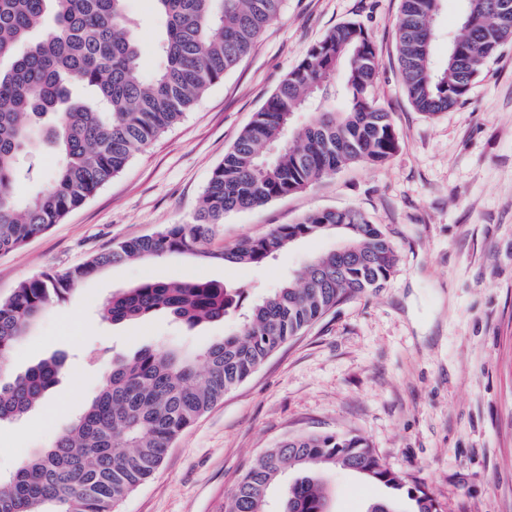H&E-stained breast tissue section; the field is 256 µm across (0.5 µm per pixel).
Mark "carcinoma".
Listing matches in <instances>:
<instances>
[{
  "label": "carcinoma",
  "instance_id": "1",
  "mask_svg": "<svg viewBox=\"0 0 512 512\" xmlns=\"http://www.w3.org/2000/svg\"><path fill=\"white\" fill-rule=\"evenodd\" d=\"M155 2L165 18L163 65L141 80L143 49L126 0H0V254L60 223L122 172L256 48L284 7V0ZM440 2L401 0L396 23L405 92L427 115L457 106L485 63L512 42V0H465L460 33L448 43L447 65L438 68L432 18ZM49 14L52 29L34 38ZM379 68L369 33L355 21L309 47L225 151L191 222L115 242L79 266L25 280L0 299V377L12 347L40 316L101 269L174 253L207 257L225 213L301 191L351 164L387 162L401 144L391 113L371 93ZM339 70L341 82L325 80ZM298 112L314 118L295 131ZM33 117L48 118L47 138L61 163L46 187L22 200L15 185L20 158L35 150ZM329 232L349 255L332 250L311 259L245 312H238V289L214 281L146 278L106 299L99 313L113 324L158 312L190 327L237 313L239 324L198 352L143 348L112 361L98 394L65 432L0 478V512H116L158 469L177 435L281 345L347 299L387 283L396 249L380 225L356 210L308 213L217 257L263 265L289 245ZM61 367L52 357L0 381V424L43 403ZM329 469L390 491L367 512H438L433 496L407 486L365 438L337 433L287 438L268 449L232 489L226 512H330L319 477Z\"/></svg>",
  "mask_w": 512,
  "mask_h": 512
}]
</instances>
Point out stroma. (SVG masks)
Listing matches in <instances>:
<instances>
[{
	"label": "stroma",
	"instance_id": "35a3bbf8",
	"mask_svg": "<svg viewBox=\"0 0 512 512\" xmlns=\"http://www.w3.org/2000/svg\"><path fill=\"white\" fill-rule=\"evenodd\" d=\"M146 50L139 79L162 65L164 21L153 0H127ZM400 0H285L256 49L126 168L61 223L0 255V297L112 243L189 222L225 151L301 60L336 25L370 34L381 67L372 92L393 116L401 148L381 165L354 164L310 187L224 216L210 257L172 254L114 265L40 318L10 355V374L58 356L50 406L0 425V475L46 448L96 396L114 359L151 347L196 351L237 319L187 327L164 314L109 324L112 293L144 278L242 288V305L278 288L336 236L298 241L260 266H230L224 247L309 212L356 209L379 224L398 262L385 288L349 298L278 349L246 382L171 443L118 512H225L242 473L266 449L311 432L364 437L440 512H512V43L485 66L466 101L429 116L410 103L396 59ZM465 0H442L434 60L444 66ZM59 159L39 137L26 198ZM332 512H365L385 494L352 472L327 474Z\"/></svg>",
	"mask_w": 512,
	"mask_h": 512
}]
</instances>
